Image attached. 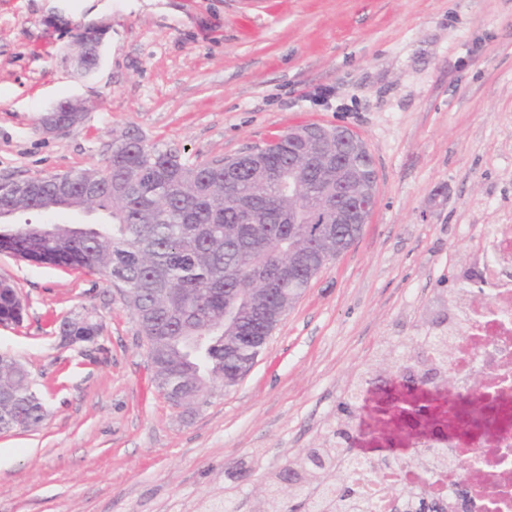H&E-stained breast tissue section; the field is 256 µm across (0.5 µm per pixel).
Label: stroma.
Here are the masks:
<instances>
[{"label":"stroma","instance_id":"35a3bbf8","mask_svg":"<svg viewBox=\"0 0 512 512\" xmlns=\"http://www.w3.org/2000/svg\"><path fill=\"white\" fill-rule=\"evenodd\" d=\"M93 28L87 76L74 36ZM91 106L62 133L42 115ZM358 135L376 201L233 389L188 414L159 392L119 290L0 252L25 311L0 352L32 374L45 418L0 434V512H252L266 472L348 423L371 458L397 429L383 388L346 392L387 344L419 335L464 287L488 224H512V0H0V180L75 173L134 132L192 161L300 125ZM96 312L94 342L61 322ZM101 37L93 32H84L75 40L77 69L81 74L87 75L99 65L101 58Z\"/></svg>","mask_w":512,"mask_h":512}]
</instances>
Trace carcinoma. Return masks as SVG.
Masks as SVG:
<instances>
[{"label":"carcinoma","mask_w":512,"mask_h":512,"mask_svg":"<svg viewBox=\"0 0 512 512\" xmlns=\"http://www.w3.org/2000/svg\"><path fill=\"white\" fill-rule=\"evenodd\" d=\"M304 162L284 134L265 146L261 168L224 159L190 163L171 147L162 148L125 134L112 143L101 166L72 174L66 185L54 176H32L15 191L0 187V247L29 261L81 268L126 288L124 300L156 355L164 389L181 396L188 412L207 403L211 384L234 377L251 349L236 336H259L272 324L273 308L233 320L224 327L226 302L238 288L260 280L283 288L291 263L315 262L329 249L324 224H285L281 212L295 200L278 191L275 174ZM101 213L97 224H35L28 216L85 211ZM22 309L13 286L0 280V323L18 322ZM448 330L418 336L405 344V364L435 365L450 392ZM191 336L207 337L193 354ZM0 412L13 416L0 433L29 430L42 418L43 400L12 356L0 354ZM344 443L324 436L309 457L283 465L281 482L268 480L257 498L258 512H288L287 503L312 487L335 479L331 469Z\"/></svg>","instance_id":"obj_1"}]
</instances>
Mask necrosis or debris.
<instances>
[{"mask_svg":"<svg viewBox=\"0 0 512 512\" xmlns=\"http://www.w3.org/2000/svg\"><path fill=\"white\" fill-rule=\"evenodd\" d=\"M474 259L491 275L485 305L464 297L454 311L450 350L459 388L448 410L468 403L481 424L449 426L444 442L419 427L407 460L392 459L371 478L365 468L342 467L354 494L328 512H512V224L496 225ZM399 487L406 498L396 496Z\"/></svg>","mask_w":512,"mask_h":512,"instance_id":"4bbe7bcc","label":"necrosis or debris"}]
</instances>
